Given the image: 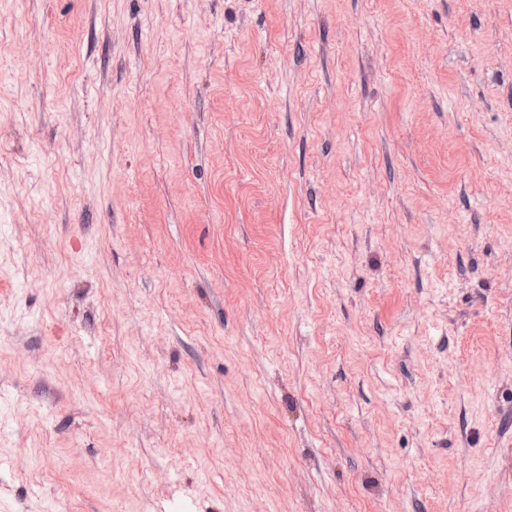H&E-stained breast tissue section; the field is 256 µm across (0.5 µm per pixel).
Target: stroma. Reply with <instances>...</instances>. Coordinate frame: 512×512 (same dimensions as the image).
Wrapping results in <instances>:
<instances>
[{
    "label": "stroma",
    "instance_id": "obj_1",
    "mask_svg": "<svg viewBox=\"0 0 512 512\" xmlns=\"http://www.w3.org/2000/svg\"><path fill=\"white\" fill-rule=\"evenodd\" d=\"M0 512H512V0H0Z\"/></svg>",
    "mask_w": 512,
    "mask_h": 512
}]
</instances>
